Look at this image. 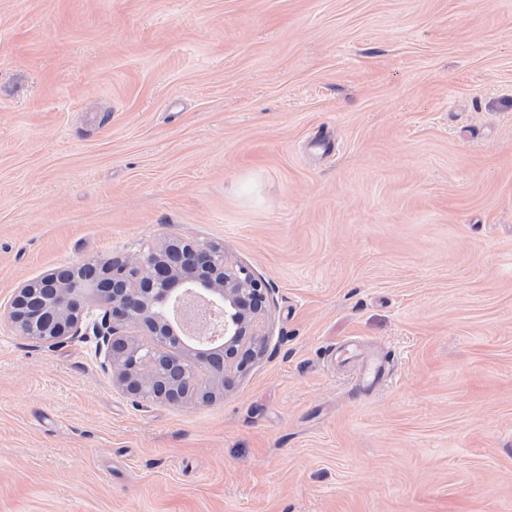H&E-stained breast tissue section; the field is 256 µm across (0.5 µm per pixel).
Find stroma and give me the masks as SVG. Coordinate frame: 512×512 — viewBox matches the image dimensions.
Returning <instances> with one entry per match:
<instances>
[{"instance_id":"stroma-1","label":"stroma","mask_w":512,"mask_h":512,"mask_svg":"<svg viewBox=\"0 0 512 512\" xmlns=\"http://www.w3.org/2000/svg\"><path fill=\"white\" fill-rule=\"evenodd\" d=\"M172 238L263 356L142 403L0 321V512H512V0H0V306Z\"/></svg>"}]
</instances>
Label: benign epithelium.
I'll use <instances>...</instances> for the list:
<instances>
[{
    "label": "benign epithelium",
    "mask_w": 512,
    "mask_h": 512,
    "mask_svg": "<svg viewBox=\"0 0 512 512\" xmlns=\"http://www.w3.org/2000/svg\"><path fill=\"white\" fill-rule=\"evenodd\" d=\"M91 302L101 311L92 326L96 353L121 389L144 403L179 404L196 397L198 371L226 389L262 354L273 289L229 263L221 247L173 239L133 258L92 260L27 282L0 319L43 343L81 335Z\"/></svg>",
    "instance_id": "7a95c632"
}]
</instances>
